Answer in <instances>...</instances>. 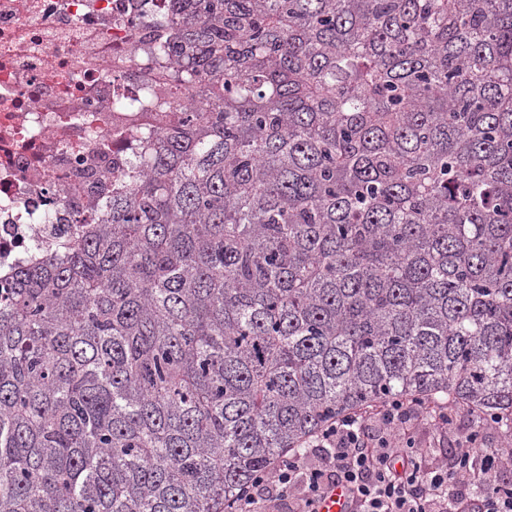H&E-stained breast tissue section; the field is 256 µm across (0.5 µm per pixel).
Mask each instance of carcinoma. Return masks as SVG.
I'll use <instances>...</instances> for the list:
<instances>
[{"label": "carcinoma", "instance_id": "1", "mask_svg": "<svg viewBox=\"0 0 512 512\" xmlns=\"http://www.w3.org/2000/svg\"><path fill=\"white\" fill-rule=\"evenodd\" d=\"M143 137L0 279V512H228L339 417L512 447V0H170Z\"/></svg>", "mask_w": 512, "mask_h": 512}]
</instances>
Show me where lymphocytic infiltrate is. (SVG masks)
Wrapping results in <instances>:
<instances>
[{"label": "lymphocytic infiltrate", "instance_id": "1", "mask_svg": "<svg viewBox=\"0 0 512 512\" xmlns=\"http://www.w3.org/2000/svg\"><path fill=\"white\" fill-rule=\"evenodd\" d=\"M443 406L391 400L346 414L308 441L321 452L313 464L303 451L257 476L239 496L234 512H264L266 502H286L289 512H318L320 501L342 490L350 512H512V483L497 480L512 467V456L465 439L451 465L432 464L414 445L420 419L441 422ZM483 456V488L450 493L448 476L469 474L476 456Z\"/></svg>", "mask_w": 512, "mask_h": 512}]
</instances>
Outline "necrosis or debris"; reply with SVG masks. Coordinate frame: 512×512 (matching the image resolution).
I'll return each mask as SVG.
<instances>
[{
	"instance_id": "obj_1",
	"label": "necrosis or debris",
	"mask_w": 512,
	"mask_h": 512,
	"mask_svg": "<svg viewBox=\"0 0 512 512\" xmlns=\"http://www.w3.org/2000/svg\"><path fill=\"white\" fill-rule=\"evenodd\" d=\"M167 0H0V274L62 248L162 116L147 20Z\"/></svg>"
}]
</instances>
